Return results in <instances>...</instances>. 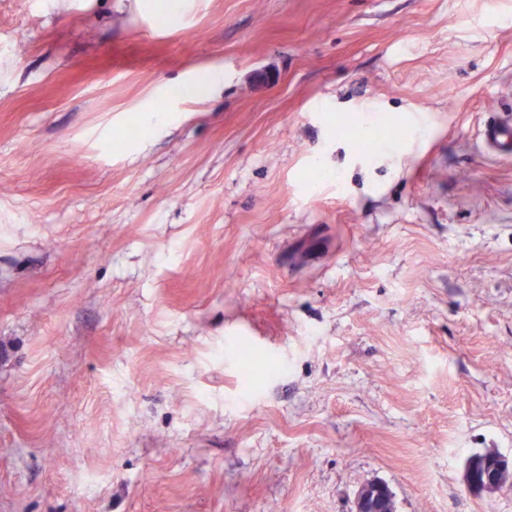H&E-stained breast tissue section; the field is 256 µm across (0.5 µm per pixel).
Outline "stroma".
Segmentation results:
<instances>
[{"mask_svg":"<svg viewBox=\"0 0 512 512\" xmlns=\"http://www.w3.org/2000/svg\"><path fill=\"white\" fill-rule=\"evenodd\" d=\"M509 116L512 0H0V512H512ZM481 148L502 159L512 158V121L494 119L484 123L478 134ZM485 460V467L488 468L489 475L479 479L476 473V458H469L464 467V483L468 490L480 494L483 492H495L503 488L512 487V462L505 456L487 452L481 455Z\"/></svg>","mask_w":512,"mask_h":512,"instance_id":"stroma-1","label":"stroma"}]
</instances>
